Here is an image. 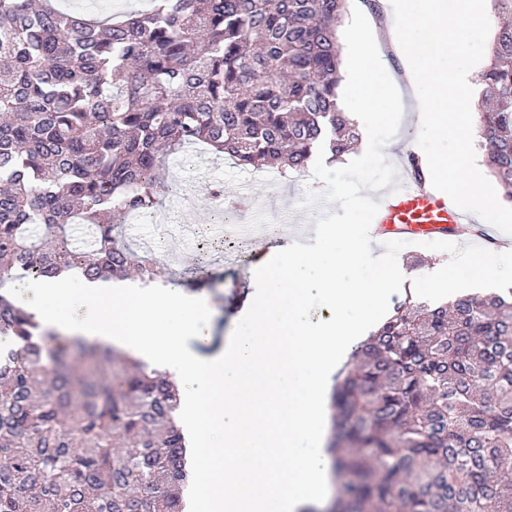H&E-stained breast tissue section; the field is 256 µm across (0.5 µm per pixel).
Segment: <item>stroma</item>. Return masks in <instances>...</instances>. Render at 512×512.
Here are the masks:
<instances>
[{"label": "stroma", "instance_id": "stroma-1", "mask_svg": "<svg viewBox=\"0 0 512 512\" xmlns=\"http://www.w3.org/2000/svg\"><path fill=\"white\" fill-rule=\"evenodd\" d=\"M404 114L394 138L386 145V158L394 165H401L406 149L415 146L420 131L419 105L408 85L399 84ZM211 169V185H219L225 195L248 193L252 204L248 209L234 212L236 223L275 224L287 221L288 234L250 236L246 249H263L272 254L287 247L288 243H313L315 221L318 217L339 211V204L320 202L314 209L303 210L298 206L305 188L319 189L321 181L310 176L283 179L276 171L245 169L227 157H217L196 146L176 151L165 160V188L161 204L148 224L130 226L122 223L118 233L125 244L138 254L148 256L168 265L173 273L179 293L204 299L212 313L201 336L193 338L192 346L201 354L221 353L227 346L237 323L247 312L256 292L253 263L239 265L226 259L223 248L211 249L207 256L210 266L208 278H198L195 269L199 253L192 241L172 230V222H189L198 235L217 237L216 203L208 188H195V165Z\"/></svg>", "mask_w": 512, "mask_h": 512}]
</instances>
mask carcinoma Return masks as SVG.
I'll list each match as a JSON object with an SVG mask.
<instances>
[{
  "instance_id": "obj_1",
  "label": "carcinoma",
  "mask_w": 512,
  "mask_h": 512,
  "mask_svg": "<svg viewBox=\"0 0 512 512\" xmlns=\"http://www.w3.org/2000/svg\"><path fill=\"white\" fill-rule=\"evenodd\" d=\"M0 0V512H181L165 372L35 320L8 290L169 270L119 242L173 151L301 175L359 139L337 107L346 0H155L123 22ZM480 146L512 200V22L480 73ZM328 512H512V298H411L334 385Z\"/></svg>"
}]
</instances>
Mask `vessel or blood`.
<instances>
[{
    "instance_id": "obj_1",
    "label": "vessel or blood",
    "mask_w": 512,
    "mask_h": 512,
    "mask_svg": "<svg viewBox=\"0 0 512 512\" xmlns=\"http://www.w3.org/2000/svg\"><path fill=\"white\" fill-rule=\"evenodd\" d=\"M471 218L423 178L406 177L380 199L372 234L381 239L460 241Z\"/></svg>"
}]
</instances>
